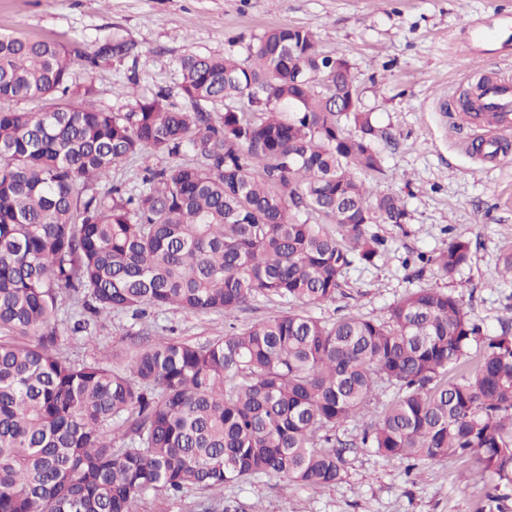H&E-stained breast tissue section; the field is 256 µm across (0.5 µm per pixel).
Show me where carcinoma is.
Instances as JSON below:
<instances>
[{"mask_svg": "<svg viewBox=\"0 0 512 512\" xmlns=\"http://www.w3.org/2000/svg\"><path fill=\"white\" fill-rule=\"evenodd\" d=\"M134 49L117 34L75 53L0 36V101L56 100L0 109V512H140L150 494L261 476L330 486L350 444L336 430L351 422L418 479L425 461L473 458L511 485L512 334L482 335L451 293L411 291L386 321L290 310L204 343L60 351L64 292L75 334L171 307L229 320L258 295L327 304L346 268L383 248L369 226L406 217L400 196L361 179L381 171L378 133L350 63L311 31L268 29L245 57L183 56L188 108L124 87L131 107L108 112L93 84L73 85L76 61L90 70ZM138 156L171 163L99 191ZM469 259L454 238L432 261L451 277Z\"/></svg>", "mask_w": 512, "mask_h": 512, "instance_id": "cac0c4a2", "label": "carcinoma"}]
</instances>
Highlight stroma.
Here are the masks:
<instances>
[{
	"label": "stroma",
	"instance_id": "35a3bbf8",
	"mask_svg": "<svg viewBox=\"0 0 512 512\" xmlns=\"http://www.w3.org/2000/svg\"><path fill=\"white\" fill-rule=\"evenodd\" d=\"M473 23L489 40L471 42ZM283 25L307 28L323 50L346 55L361 106L382 133V170L366 180L398 194L407 213L404 223L372 225L385 241L380 257L353 263L335 301L307 313L384 321L407 292L434 288L462 297L485 334L499 335L512 318V280L498 275L512 253V133L473 125L452 105L480 74L512 77V0H0V35L87 51L115 33L133 43L134 56L71 71L72 82L93 84L95 105L112 112L128 110L119 90L129 81L148 95L176 91L184 55L243 56L255 38ZM488 139L499 143L493 160L476 150ZM455 237L469 241L470 259L444 278L425 259ZM74 308L63 298L60 349L80 360L125 350L136 334L203 342L225 330L221 315L170 309L146 323L112 317L87 338L71 331ZM339 436L348 446L336 484L301 487L263 476L225 487L219 512H489L493 495L504 496L512 512V485L474 460L426 462L414 484L404 461L350 445L348 431Z\"/></svg>",
	"mask_w": 512,
	"mask_h": 512
}]
</instances>
